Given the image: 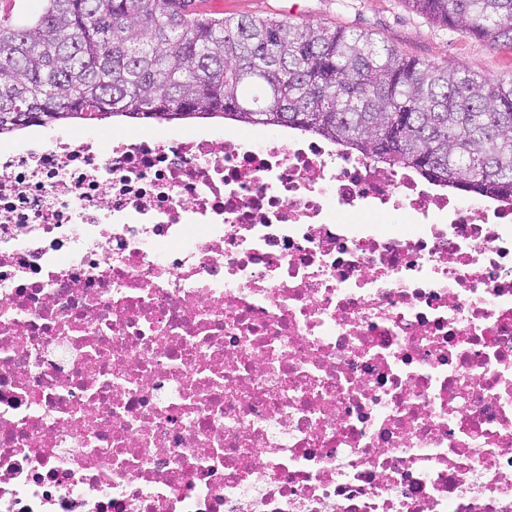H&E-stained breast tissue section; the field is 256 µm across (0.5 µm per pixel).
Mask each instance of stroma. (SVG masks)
Here are the masks:
<instances>
[{
	"instance_id": "obj_1",
	"label": "stroma",
	"mask_w": 512,
	"mask_h": 512,
	"mask_svg": "<svg viewBox=\"0 0 512 512\" xmlns=\"http://www.w3.org/2000/svg\"><path fill=\"white\" fill-rule=\"evenodd\" d=\"M201 13L309 21L370 34L405 56L441 67H465L496 78L512 74V46H490L442 27L405 0H196Z\"/></svg>"
}]
</instances>
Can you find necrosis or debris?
Returning a JSON list of instances; mask_svg holds the SVG:
<instances>
[{
  "label": "necrosis or debris",
  "mask_w": 512,
  "mask_h": 512,
  "mask_svg": "<svg viewBox=\"0 0 512 512\" xmlns=\"http://www.w3.org/2000/svg\"><path fill=\"white\" fill-rule=\"evenodd\" d=\"M0 512H512V205L306 134L0 140Z\"/></svg>",
  "instance_id": "1"
}]
</instances>
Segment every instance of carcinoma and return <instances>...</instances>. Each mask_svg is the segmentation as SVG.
I'll use <instances>...</instances> for the list:
<instances>
[{"mask_svg": "<svg viewBox=\"0 0 512 512\" xmlns=\"http://www.w3.org/2000/svg\"><path fill=\"white\" fill-rule=\"evenodd\" d=\"M0 16V136L86 117L293 127L393 171L512 202V77L442 68L365 33L188 11V0H39ZM512 44V0H408Z\"/></svg>", "mask_w": 512, "mask_h": 512, "instance_id": "cac0c4a2", "label": "carcinoma"}]
</instances>
